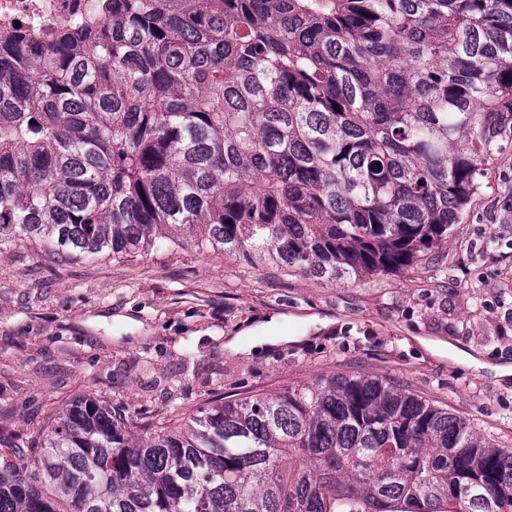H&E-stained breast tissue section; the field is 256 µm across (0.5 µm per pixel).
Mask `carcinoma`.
Segmentation results:
<instances>
[{"label":"carcinoma","instance_id":"obj_1","mask_svg":"<svg viewBox=\"0 0 512 512\" xmlns=\"http://www.w3.org/2000/svg\"><path fill=\"white\" fill-rule=\"evenodd\" d=\"M0 52V250L190 245L405 272L512 147V0H112ZM74 398L0 434V512H512V452L386 376L137 431Z\"/></svg>","mask_w":512,"mask_h":512}]
</instances>
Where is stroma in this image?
Returning a JSON list of instances; mask_svg holds the SVG:
<instances>
[{
	"label": "stroma",
	"instance_id": "stroma-1",
	"mask_svg": "<svg viewBox=\"0 0 512 512\" xmlns=\"http://www.w3.org/2000/svg\"><path fill=\"white\" fill-rule=\"evenodd\" d=\"M278 318L277 344L230 341ZM450 345L481 363L437 354ZM512 148L434 260L335 285L192 248L125 258L0 250V433L92 392L171 427L205 400L320 375L389 376L512 451Z\"/></svg>",
	"mask_w": 512,
	"mask_h": 512
}]
</instances>
